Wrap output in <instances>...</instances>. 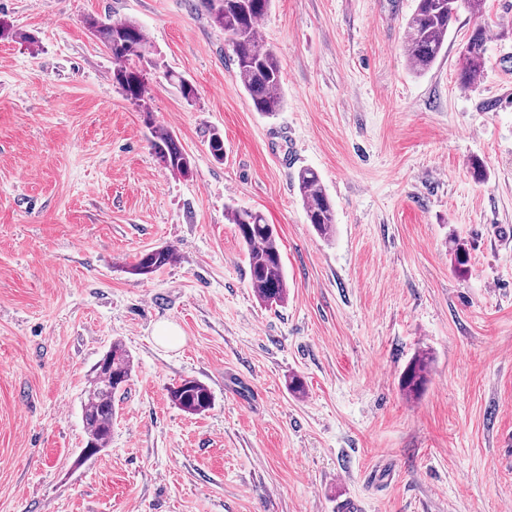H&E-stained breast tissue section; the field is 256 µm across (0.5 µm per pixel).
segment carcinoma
I'll return each instance as SVG.
<instances>
[{
  "instance_id": "carcinoma-1",
  "label": "carcinoma",
  "mask_w": 512,
  "mask_h": 512,
  "mask_svg": "<svg viewBox=\"0 0 512 512\" xmlns=\"http://www.w3.org/2000/svg\"><path fill=\"white\" fill-rule=\"evenodd\" d=\"M484 0H417L416 7L406 23L407 37L403 50L411 69L424 71L441 55L448 42V31L456 21L461 8L480 17ZM211 24L224 31L231 50L237 78L249 94L256 111L273 116L283 103V75L273 50L258 34L259 21L268 13L271 0H198ZM85 24L112 57L113 80L123 96L144 112L145 124L151 129L152 148L157 157L165 160L164 167L187 177L192 172L190 156L176 144L172 134L157 126L146 103L147 88L140 61L147 53V37L134 20L112 21L88 17ZM486 28L477 26L462 52L459 82L464 87L475 84L484 75L486 67ZM298 191L307 220L319 237L331 238L336 232V218L332 202L315 170L302 168L297 175ZM229 223L236 225L246 249L250 286L257 299L265 305H281L288 300V279L283 266L278 233L274 225L266 223L263 215L249 209L230 208ZM448 252L453 269L462 277L468 271L469 249L457 235L448 239ZM176 260L171 249L161 247L140 255L130 265L131 273L148 276ZM103 364H95L90 380L83 421L87 440L97 450L107 447L112 438L114 398L130 380L132 360L120 343L102 356ZM429 356L414 355L401 376V388L409 396H417L427 383ZM172 403L189 414L209 410L213 396L203 382L189 378L169 389Z\"/></svg>"
}]
</instances>
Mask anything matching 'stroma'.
<instances>
[{
  "label": "stroma",
  "instance_id": "stroma-1",
  "mask_svg": "<svg viewBox=\"0 0 512 512\" xmlns=\"http://www.w3.org/2000/svg\"><path fill=\"white\" fill-rule=\"evenodd\" d=\"M194 4L0 0L37 39L0 40V512H512V0L460 12L423 72L403 52L415 0H273L272 117ZM89 15L144 29L146 102L190 176L155 157ZM480 21L486 69L463 87ZM303 167L334 203L331 240L306 219ZM230 207L276 226L284 305L255 297ZM161 246L174 264L130 273ZM162 323L181 344L156 340ZM116 341L133 370L87 458L89 374ZM420 351L411 399L400 376ZM187 378L208 411L170 401ZM467 246V243L456 234H450L448 239V252L452 256L455 273L461 277L468 271L469 249ZM429 356L415 354L401 376V388L409 396H418L427 383ZM172 403L189 414H201L209 410L213 403V396L203 382L189 378L184 379L169 389Z\"/></svg>",
  "mask_w": 512,
  "mask_h": 512
}]
</instances>
